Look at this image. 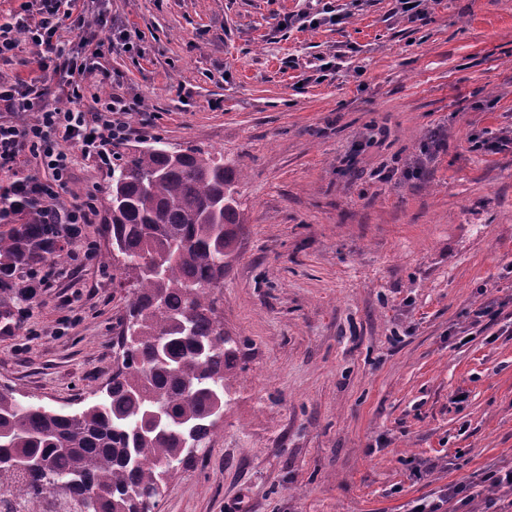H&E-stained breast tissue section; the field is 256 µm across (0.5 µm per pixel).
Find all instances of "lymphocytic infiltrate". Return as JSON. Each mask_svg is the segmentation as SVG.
<instances>
[{
  "label": "lymphocytic infiltrate",
  "mask_w": 512,
  "mask_h": 512,
  "mask_svg": "<svg viewBox=\"0 0 512 512\" xmlns=\"http://www.w3.org/2000/svg\"><path fill=\"white\" fill-rule=\"evenodd\" d=\"M108 21L88 0H24L13 20L0 23V61L21 69L0 73V224H41L53 250L83 243L97 216L88 192L63 200L75 157L109 165L132 136L152 137L158 115L143 99L114 93L115 80L99 61ZM139 116L130 125L126 114Z\"/></svg>",
  "instance_id": "f902f5d3"
}]
</instances>
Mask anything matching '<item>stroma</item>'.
<instances>
[{
	"mask_svg": "<svg viewBox=\"0 0 512 512\" xmlns=\"http://www.w3.org/2000/svg\"><path fill=\"white\" fill-rule=\"evenodd\" d=\"M335 5L342 24L280 33L315 0L101 5L140 31V63L101 62L159 112L157 140L239 175L231 403L156 512H408L512 469V0H427L425 25L395 0ZM499 136V153L472 147ZM110 183L76 158L92 258L50 257L32 304L0 288L23 315L0 335V388L49 408L79 411L115 368L129 295L104 259Z\"/></svg>",
	"mask_w": 512,
	"mask_h": 512,
	"instance_id": "35a3bbf8",
	"label": "stroma"
}]
</instances>
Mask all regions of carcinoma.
Wrapping results in <instances>:
<instances>
[{"instance_id": "carcinoma-1", "label": "carcinoma", "mask_w": 512, "mask_h": 512, "mask_svg": "<svg viewBox=\"0 0 512 512\" xmlns=\"http://www.w3.org/2000/svg\"><path fill=\"white\" fill-rule=\"evenodd\" d=\"M235 194L233 168L210 152L117 157L112 260L132 291L122 367L78 412L0 389V496L21 493L0 512H140L141 496L215 432L237 352L214 297L235 240ZM48 243L40 224L0 234V273L41 258Z\"/></svg>"}]
</instances>
